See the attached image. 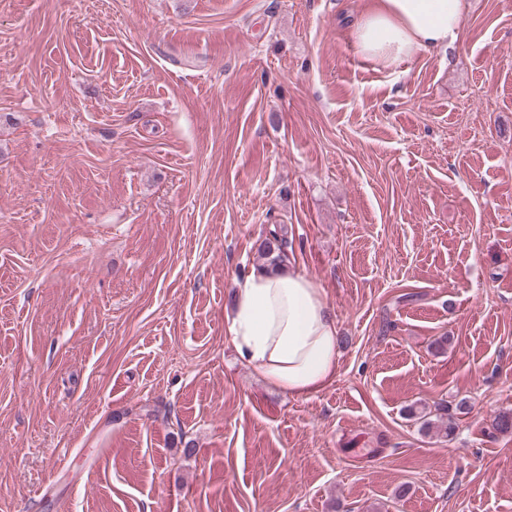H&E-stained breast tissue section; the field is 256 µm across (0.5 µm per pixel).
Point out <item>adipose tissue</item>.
I'll return each mask as SVG.
<instances>
[{"label": "adipose tissue", "instance_id": "1", "mask_svg": "<svg viewBox=\"0 0 512 512\" xmlns=\"http://www.w3.org/2000/svg\"><path fill=\"white\" fill-rule=\"evenodd\" d=\"M467 0H366L349 36L356 53L391 69L461 37ZM227 331L256 375L290 396L319 392L336 377V317L319 288L285 265L251 272L235 291Z\"/></svg>", "mask_w": 512, "mask_h": 512}]
</instances>
